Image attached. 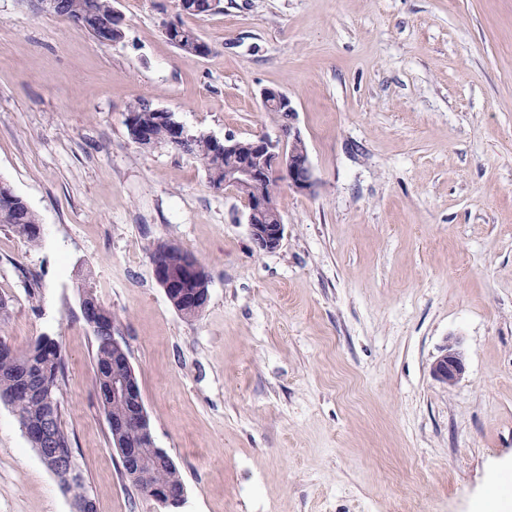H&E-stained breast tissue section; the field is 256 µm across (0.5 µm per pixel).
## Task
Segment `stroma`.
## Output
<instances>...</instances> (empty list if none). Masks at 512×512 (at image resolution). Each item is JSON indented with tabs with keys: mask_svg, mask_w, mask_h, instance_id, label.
<instances>
[{
	"mask_svg": "<svg viewBox=\"0 0 512 512\" xmlns=\"http://www.w3.org/2000/svg\"><path fill=\"white\" fill-rule=\"evenodd\" d=\"M121 41L0 0V182L38 215L0 226V337L59 342L63 420L96 512H158L123 478L94 395L85 286L117 317L182 512H475L512 484V0H221L166 37L178 0H116ZM291 98L317 181L280 188L258 251L194 155L139 148V99L190 132L275 134ZM210 277L183 318L154 244ZM459 340L466 373L437 382ZM0 512H75L0 402ZM178 27L174 28L173 34L170 35V38H168L183 54L185 55H191V56H197V57H205L210 53V46L203 42V41H196L195 46L196 50L193 51V36H196L197 38H201L198 34V32L188 25H186L182 20L178 21ZM184 36V41L182 46L179 48V46L176 43V39L182 38ZM8 185L0 182V193ZM11 190V189H10ZM13 197L8 206L0 208V226H6L30 244H38L41 240V223L37 214L29 205L11 190Z\"/></svg>",
	"mask_w": 512,
	"mask_h": 512,
	"instance_id": "1",
	"label": "stroma"
}]
</instances>
